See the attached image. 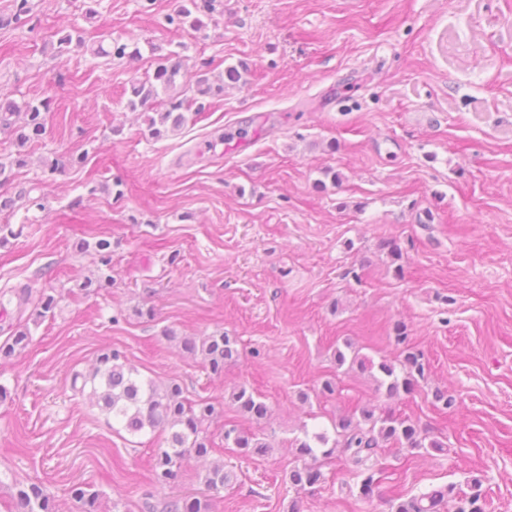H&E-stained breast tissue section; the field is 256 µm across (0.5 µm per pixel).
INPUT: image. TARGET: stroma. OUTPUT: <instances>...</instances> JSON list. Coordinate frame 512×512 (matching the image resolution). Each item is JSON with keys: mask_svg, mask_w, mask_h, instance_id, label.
<instances>
[{"mask_svg": "<svg viewBox=\"0 0 512 512\" xmlns=\"http://www.w3.org/2000/svg\"><path fill=\"white\" fill-rule=\"evenodd\" d=\"M31 2L28 28L0 0V101L50 102L39 141L21 148L0 129V160L27 159L0 187L15 201L0 213L14 231L0 244V289L50 290L58 304L41 322L0 306V342L31 332L0 365V504L36 484L79 512L69 490L80 482L100 512H146L144 501L200 494L220 463L232 478L212 512H390L389 500L465 492L475 477L486 512H512V0H210L198 31L169 22L174 0H98L91 15L83 0ZM75 29L136 55L57 58ZM173 51L214 76L248 71L155 139L146 112L127 107L129 80ZM241 125L246 144L222 140ZM329 170L339 183L318 188ZM85 228L112 242L115 282L96 293L82 288L97 274L77 247ZM398 322L425 375L389 399L377 370L337 366L334 353L397 362ZM218 330L241 356L215 379L180 339ZM107 347L142 378L224 408L206 427L210 454L150 498L160 436L113 428L71 388ZM239 384L263 397L266 419L237 413ZM438 389L455 406L436 404ZM365 406L410 418L437 448H379L382 495L369 501L349 493L353 466L339 454L321 484L295 490L294 439ZM228 425L262 434L267 452L225 445Z\"/></svg>", "mask_w": 512, "mask_h": 512, "instance_id": "1", "label": "stroma"}]
</instances>
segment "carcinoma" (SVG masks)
Here are the masks:
<instances>
[{
	"instance_id": "1",
	"label": "carcinoma",
	"mask_w": 512,
	"mask_h": 512,
	"mask_svg": "<svg viewBox=\"0 0 512 512\" xmlns=\"http://www.w3.org/2000/svg\"><path fill=\"white\" fill-rule=\"evenodd\" d=\"M197 7L196 0H179L175 16L184 22L191 20L196 29L204 27V22L192 17V9ZM242 73L235 66H228L224 74L210 77L205 66L191 71L178 54H169L157 60L153 77L145 80L131 81V95L127 107L136 111L140 108L150 109L156 101L159 90L172 92L177 86L195 89L201 97H219L224 92V84L237 83ZM47 101L38 104L27 103L22 107L9 102L0 105V122L16 125V142L22 147L29 142L42 138L46 129L45 113ZM190 107L184 101L169 97L166 108L147 116L151 134L157 138L168 132H174L187 123L186 112ZM16 120H11V117ZM81 250H92L98 258L99 268L95 278H88L83 288L95 291L107 288L113 283L112 276V242L107 238H98L94 242L83 240L78 244ZM13 295L19 308L36 303V319L42 320L52 314L57 307L54 295L44 291L33 294V288H5L0 291V298L6 294ZM406 326H395L394 340L402 346L399 365L386 361L378 364L380 377L376 379L378 388L386 391L389 398L404 392L410 394L417 386V378L424 375L422 354L407 342ZM30 339L29 330L18 331L10 340L0 344V359L13 357L16 351L23 349ZM185 350L201 352L206 369L216 376L224 374V367L239 357L238 340L222 331L214 332L197 341L193 338L182 340ZM91 386L92 395L100 409L112 417V421L132 434L145 431H160L166 434V447L158 448L153 454L149 466L150 480L160 487L175 484L181 478V466L184 458L190 454L204 457L210 453L212 444L204 435L205 423L224 413L220 405L210 400L196 403L187 401L183 389L176 381L158 383L141 378L137 369L121 360L117 350H109L97 356L95 364L87 374L73 375L72 387L84 391ZM231 400L236 411L253 421L259 422L268 413L267 404L254 390L245 385L233 388ZM334 440H329L327 433L319 432L312 436L296 440V450L301 463L294 466L288 475L289 482L298 490L318 485L323 480L320 468L307 462L316 459L317 454L328 458L335 452L348 457L358 468L355 488L359 497L370 500L378 492L376 449L387 443H395L409 451L426 448H438L436 441H426V435L408 418H402L389 411L375 413V409L365 407L359 414L345 416L334 423ZM224 441L245 453L260 452L268 447L261 434L247 432L234 426L224 429ZM332 447H327V444ZM231 481L230 472L224 465L211 466L203 477L205 490L215 495L224 490ZM482 481L475 477L470 482V493L455 498L454 512H484ZM452 488L432 490L414 495L399 503H390L391 512H440L441 507L449 502ZM72 499L78 504L80 512H98V494L88 492L76 484L70 489ZM15 512H58L54 500L45 494L36 484L20 487L11 496ZM164 512H211V499L192 496L176 498L167 502Z\"/></svg>"
}]
</instances>
